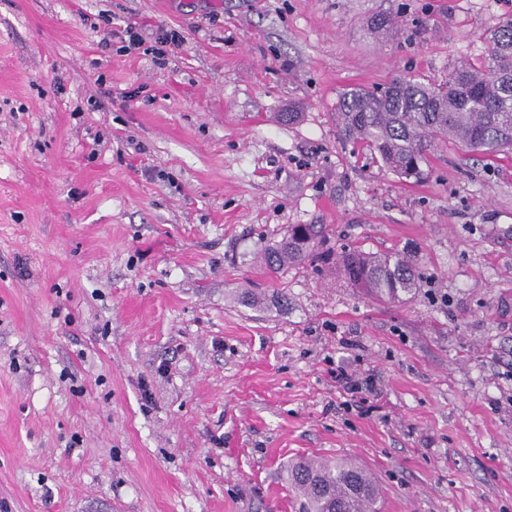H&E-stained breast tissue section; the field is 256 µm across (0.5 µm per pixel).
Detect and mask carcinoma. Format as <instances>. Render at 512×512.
<instances>
[{"label":"carcinoma","mask_w":512,"mask_h":512,"mask_svg":"<svg viewBox=\"0 0 512 512\" xmlns=\"http://www.w3.org/2000/svg\"><path fill=\"white\" fill-rule=\"evenodd\" d=\"M480 65L460 61L448 78H395L374 89L341 97L337 117L344 136L363 141L382 163L406 180L424 177L432 144H461L493 155L512 149V17L484 37ZM323 234L320 224H295L288 238L266 247L261 260L271 271L305 263ZM336 266L354 286L386 301L420 288L415 264L399 255L350 249ZM303 497L302 512H379V490L352 462L303 457L287 469Z\"/></svg>","instance_id":"cac0c4a2"}]
</instances>
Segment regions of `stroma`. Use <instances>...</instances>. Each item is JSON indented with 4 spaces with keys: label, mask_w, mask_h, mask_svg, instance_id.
I'll return each instance as SVG.
<instances>
[{
    "label": "stroma",
    "mask_w": 512,
    "mask_h": 512,
    "mask_svg": "<svg viewBox=\"0 0 512 512\" xmlns=\"http://www.w3.org/2000/svg\"><path fill=\"white\" fill-rule=\"evenodd\" d=\"M510 16L0 0V512H299L301 456L360 464L382 512H512V151L444 145L408 183L336 118L348 90L481 59ZM128 25L183 43L160 65ZM294 224L417 259L419 292L268 271Z\"/></svg>",
    "instance_id": "obj_1"
}]
</instances>
